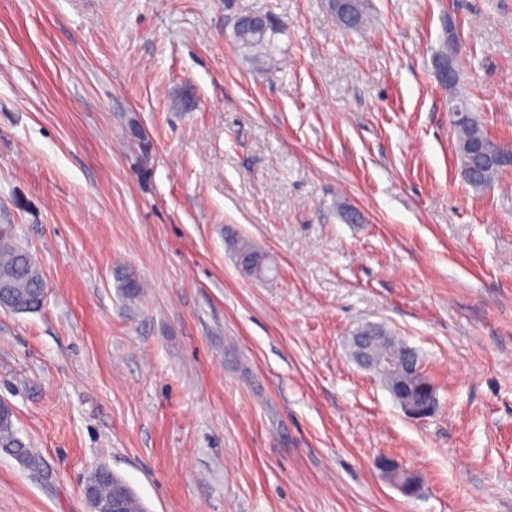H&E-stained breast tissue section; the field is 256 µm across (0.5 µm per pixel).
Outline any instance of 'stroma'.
Wrapping results in <instances>:
<instances>
[{"label": "stroma", "mask_w": 512, "mask_h": 512, "mask_svg": "<svg viewBox=\"0 0 512 512\" xmlns=\"http://www.w3.org/2000/svg\"><path fill=\"white\" fill-rule=\"evenodd\" d=\"M366 12L0 0V225L47 291L0 310V400L40 458L0 451V512H88L101 465L147 512H512V169L463 180L431 63L454 27L459 93L512 144V0ZM253 13L284 27L270 57L236 46ZM366 322L416 349L431 416L349 359ZM328 6L336 14L340 24L348 30H359L367 24V17L363 9V2H353L346 13L336 10V2L329 0Z\"/></svg>", "instance_id": "obj_1"}]
</instances>
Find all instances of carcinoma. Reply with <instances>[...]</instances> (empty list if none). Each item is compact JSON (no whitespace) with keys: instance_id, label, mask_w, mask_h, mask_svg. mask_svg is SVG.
<instances>
[{"instance_id":"1","label":"carcinoma","mask_w":512,"mask_h":512,"mask_svg":"<svg viewBox=\"0 0 512 512\" xmlns=\"http://www.w3.org/2000/svg\"><path fill=\"white\" fill-rule=\"evenodd\" d=\"M331 11L336 13L340 24L348 30H359L367 24V17L363 3L356 0L346 13L336 11V3L328 2ZM278 26L268 22L266 29H261L251 22H242L235 27L234 36L241 49L247 53L260 57L271 50L273 36L277 34ZM461 46L458 37L448 32L446 37L435 51L432 64L434 71L441 68H450L454 72V81L441 86L448 90V111L451 113L463 112L466 119L452 121L456 135V152L458 155L460 171L463 179L474 189L484 190L492 186L500 174L512 168L507 162L486 160L471 153L476 143H486L489 149L495 144L485 133L480 121L473 113L467 101L460 96L457 86L460 83V72L457 58ZM132 141L138 144L142 158H147L152 152V145L140 131L136 121L130 122ZM237 257L240 263L258 268L262 266V256L254 251L244 240L236 243ZM0 281L10 286V292L22 306V312L34 313L41 309L44 282L39 266L33 256L18 246L10 231L0 228ZM366 337L362 346L348 342L349 358L360 368L374 369L377 365L393 362V367L379 374L387 389L406 386L414 391L422 408L436 409L437 395L434 385L420 368V361L416 351H411L400 338L394 336L388 329L379 324H366L354 331ZM0 450L13 456L16 460L27 465L35 457L32 449L18 435L13 422L12 411L0 413ZM84 494L103 501L112 499V496L121 494L125 498L127 512H146L144 505L136 496L130 486L118 475L110 477L101 475L93 470L86 479Z\"/></svg>"}]
</instances>
